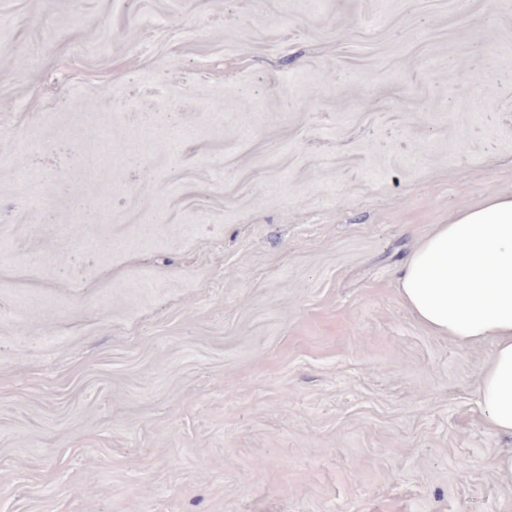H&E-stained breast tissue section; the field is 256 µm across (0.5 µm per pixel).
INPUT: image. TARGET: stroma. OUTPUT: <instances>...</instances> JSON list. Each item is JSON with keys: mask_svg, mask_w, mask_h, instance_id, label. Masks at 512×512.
<instances>
[{"mask_svg": "<svg viewBox=\"0 0 512 512\" xmlns=\"http://www.w3.org/2000/svg\"><path fill=\"white\" fill-rule=\"evenodd\" d=\"M1 154L0 512H512L397 283L512 195V0H0Z\"/></svg>", "mask_w": 512, "mask_h": 512, "instance_id": "obj_1", "label": "stroma"}]
</instances>
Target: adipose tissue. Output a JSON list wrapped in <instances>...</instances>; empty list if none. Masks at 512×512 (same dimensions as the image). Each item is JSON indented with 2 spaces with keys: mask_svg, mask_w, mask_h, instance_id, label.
I'll return each mask as SVG.
<instances>
[{
  "mask_svg": "<svg viewBox=\"0 0 512 512\" xmlns=\"http://www.w3.org/2000/svg\"><path fill=\"white\" fill-rule=\"evenodd\" d=\"M398 281L406 306L434 334L462 347L492 341L478 402L491 428L512 438V196L489 195L436 225Z\"/></svg>",
  "mask_w": 512,
  "mask_h": 512,
  "instance_id": "obj_1",
  "label": "adipose tissue"
}]
</instances>
